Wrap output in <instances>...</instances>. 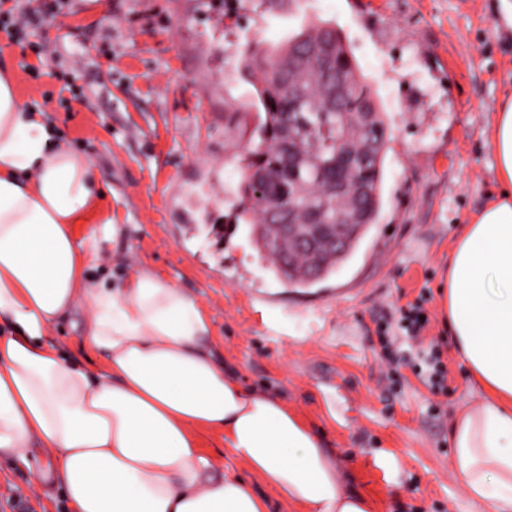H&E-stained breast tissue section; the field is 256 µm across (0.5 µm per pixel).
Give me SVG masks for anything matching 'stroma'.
Here are the masks:
<instances>
[{"instance_id":"obj_1","label":"stroma","mask_w":512,"mask_h":512,"mask_svg":"<svg viewBox=\"0 0 512 512\" xmlns=\"http://www.w3.org/2000/svg\"><path fill=\"white\" fill-rule=\"evenodd\" d=\"M31 32L33 51L0 39L25 108L53 143L86 155L100 186L79 240L115 282L148 268L208 312L218 355L248 388L283 399L321 432L342 488L378 512H482L452 469L449 426L481 389L458 358L440 305L462 224L499 192L490 130L512 99V24L499 0H61ZM340 32L392 129L382 207L331 278L291 288L268 269L246 225L222 231L241 159L263 117L240 52L272 47L309 22ZM39 67L33 79L26 65ZM71 91H62L63 83ZM111 214L123 235L103 238ZM428 289L425 343L398 336L390 374L379 324ZM85 309L46 336L78 367L101 356L80 339ZM448 358V392L424 378L429 340ZM47 451L0 458V502L20 489L28 512H67L43 484Z\"/></svg>"}]
</instances>
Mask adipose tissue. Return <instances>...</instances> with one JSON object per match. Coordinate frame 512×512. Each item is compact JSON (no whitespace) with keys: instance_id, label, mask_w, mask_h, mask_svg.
Masks as SVG:
<instances>
[{"instance_id":"obj_1","label":"adipose tissue","mask_w":512,"mask_h":512,"mask_svg":"<svg viewBox=\"0 0 512 512\" xmlns=\"http://www.w3.org/2000/svg\"><path fill=\"white\" fill-rule=\"evenodd\" d=\"M53 131L0 71V456L51 454L72 512H267L230 469L243 461L301 512H376L343 491L320 435L275 396L247 390L214 353L211 319L170 280L141 270L92 282L95 244L79 241L98 193L87 156ZM501 191L463 225L441 307L482 390L450 424L452 467L470 501L512 512V100L490 133ZM85 347L104 371L75 366L46 330L77 305ZM220 437L204 453L199 431Z\"/></svg>"}]
</instances>
